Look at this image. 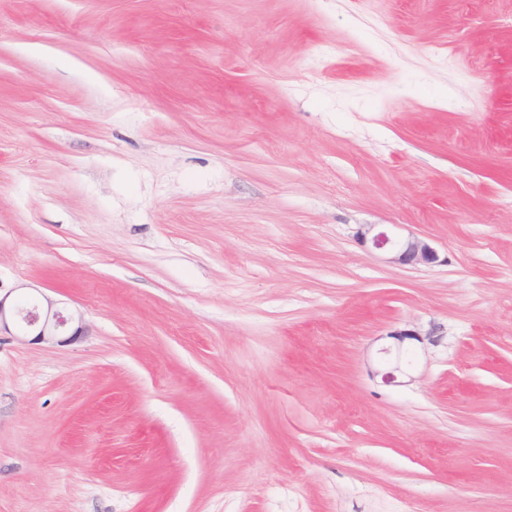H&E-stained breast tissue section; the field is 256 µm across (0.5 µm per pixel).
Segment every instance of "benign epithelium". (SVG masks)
Segmentation results:
<instances>
[{
  "mask_svg": "<svg viewBox=\"0 0 512 512\" xmlns=\"http://www.w3.org/2000/svg\"><path fill=\"white\" fill-rule=\"evenodd\" d=\"M358 237L372 249L388 255L387 261L398 265H429L438 261V253L425 239L416 235L401 238L368 224L358 232ZM31 308L23 307L22 301L7 302L0 296V331L14 332L17 339L34 335V340L64 344L85 336L89 328L82 313L66 311L58 302L45 297L30 298Z\"/></svg>",
  "mask_w": 512,
  "mask_h": 512,
  "instance_id": "benign-epithelium-1",
  "label": "benign epithelium"
}]
</instances>
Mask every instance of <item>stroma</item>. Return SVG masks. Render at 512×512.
Returning a JSON list of instances; mask_svg holds the SVG:
<instances>
[{"mask_svg":"<svg viewBox=\"0 0 512 512\" xmlns=\"http://www.w3.org/2000/svg\"><path fill=\"white\" fill-rule=\"evenodd\" d=\"M22 284L0 512H512V0H0ZM358 237L364 243H370L372 249L388 255L389 263L398 265H429L438 261V253L425 239L416 235L401 238L376 224L364 225ZM7 299V295H0V334L4 330L19 341L34 334V341L64 344L89 332L82 313L65 311L58 306L59 302L48 297L44 296L43 301L37 297L27 299L32 304L30 309L23 307L21 300L8 303Z\"/></svg>","mask_w":512,"mask_h":512,"instance_id":"obj_1","label":"stroma"}]
</instances>
